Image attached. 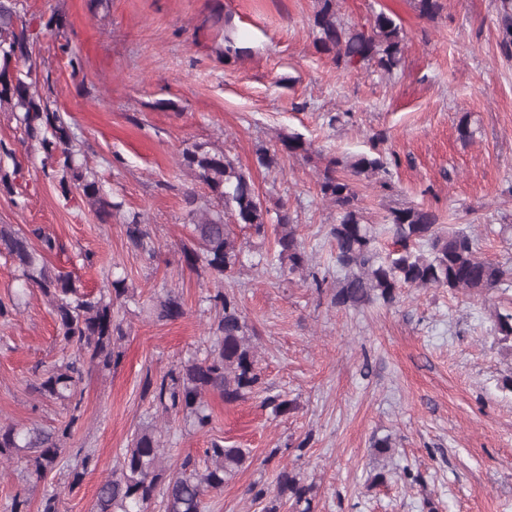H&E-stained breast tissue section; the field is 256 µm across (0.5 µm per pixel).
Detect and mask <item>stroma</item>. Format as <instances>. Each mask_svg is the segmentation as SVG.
Here are the masks:
<instances>
[{
	"mask_svg": "<svg viewBox=\"0 0 512 512\" xmlns=\"http://www.w3.org/2000/svg\"><path fill=\"white\" fill-rule=\"evenodd\" d=\"M499 4L443 0L428 20L413 0H338L345 23L382 11L401 22L404 58L387 75L317 52L319 0H24L21 18L46 25L32 49L39 87L122 210L103 224L80 198L64 200L43 174L42 150L0 112V169L17 173L13 192L0 190V224L58 239L49 266L86 291L106 290L120 264L135 298L120 310V362L88 367L79 383L81 417L59 469L37 483L23 461L0 462V512L14 495L36 507L46 493L61 512H92L99 484L153 422L175 466L214 440L249 449L245 467L209 494L208 512H263L251 490L274 489L284 467L311 486V512H512V336L494 328L496 313L512 311V287L403 288L389 305L336 306L329 230L338 213L319 188L329 158L378 152L385 173L350 183L364 222L380 229V250L392 247L381 229L390 209L416 206L474 235L480 258L512 265V55L500 46ZM230 37L241 55L226 53ZM282 134L310 142L309 157L260 167L258 150L279 148ZM202 142L248 171L270 210L288 208L324 284L245 253L225 287L256 329L262 385L233 403L207 394L212 423L199 432L159 414L147 383L204 351L215 322L211 276L182 254L185 194L207 190L177 162ZM135 212L155 257L126 243L122 223ZM18 288L0 257V303L13 310L0 320V425L49 428L66 411L33 386L36 368L62 355L55 317L38 289L14 302ZM169 290L184 314L156 320L152 299ZM271 396L291 411L274 413ZM382 438L388 451L373 446ZM87 454L81 484L70 486V466Z\"/></svg>",
	"mask_w": 512,
	"mask_h": 512,
	"instance_id": "obj_1",
	"label": "stroma"
}]
</instances>
